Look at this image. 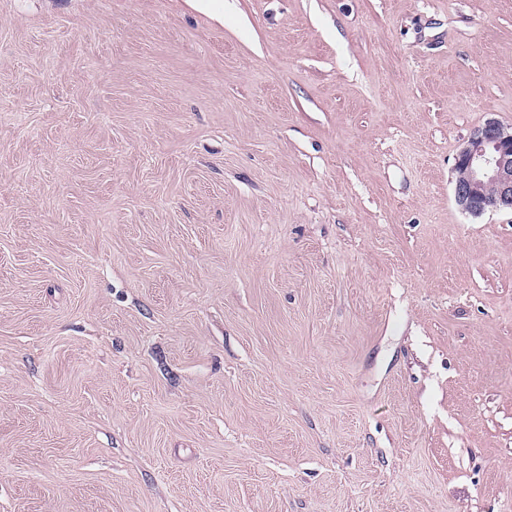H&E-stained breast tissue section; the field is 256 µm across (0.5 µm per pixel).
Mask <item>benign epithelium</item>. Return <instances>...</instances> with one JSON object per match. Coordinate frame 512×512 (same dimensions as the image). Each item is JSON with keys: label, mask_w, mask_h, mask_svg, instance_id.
Returning <instances> with one entry per match:
<instances>
[{"label": "benign epithelium", "mask_w": 512, "mask_h": 512, "mask_svg": "<svg viewBox=\"0 0 512 512\" xmlns=\"http://www.w3.org/2000/svg\"><path fill=\"white\" fill-rule=\"evenodd\" d=\"M454 199L464 212L512 213V126L488 118L459 149Z\"/></svg>", "instance_id": "benign-epithelium-1"}]
</instances>
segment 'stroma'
<instances>
[{"instance_id":"35a3bbf8","label":"stroma","mask_w":512,"mask_h":512,"mask_svg":"<svg viewBox=\"0 0 512 512\" xmlns=\"http://www.w3.org/2000/svg\"><path fill=\"white\" fill-rule=\"evenodd\" d=\"M512 0H0V512H512ZM454 199L464 212L512 213V126L487 118L459 149Z\"/></svg>"}]
</instances>
